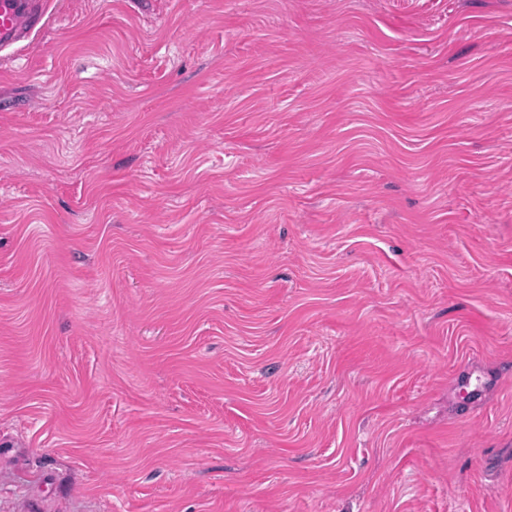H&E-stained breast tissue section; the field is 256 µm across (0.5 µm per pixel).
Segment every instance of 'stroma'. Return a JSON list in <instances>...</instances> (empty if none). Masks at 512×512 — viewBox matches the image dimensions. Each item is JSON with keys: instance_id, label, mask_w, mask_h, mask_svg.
Here are the masks:
<instances>
[{"instance_id": "stroma-1", "label": "stroma", "mask_w": 512, "mask_h": 512, "mask_svg": "<svg viewBox=\"0 0 512 512\" xmlns=\"http://www.w3.org/2000/svg\"><path fill=\"white\" fill-rule=\"evenodd\" d=\"M0 512H512V0H51Z\"/></svg>"}]
</instances>
